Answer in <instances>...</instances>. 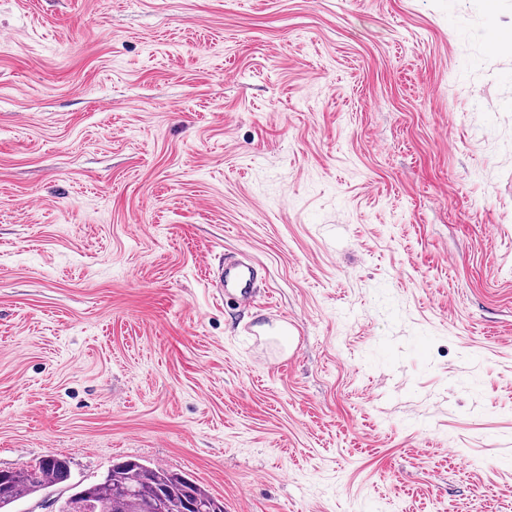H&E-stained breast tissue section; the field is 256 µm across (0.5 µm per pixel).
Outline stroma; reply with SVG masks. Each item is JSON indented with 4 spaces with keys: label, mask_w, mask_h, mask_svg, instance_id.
Listing matches in <instances>:
<instances>
[{
    "label": "stroma",
    "mask_w": 512,
    "mask_h": 512,
    "mask_svg": "<svg viewBox=\"0 0 512 512\" xmlns=\"http://www.w3.org/2000/svg\"><path fill=\"white\" fill-rule=\"evenodd\" d=\"M511 37L512 0H0V469L512 512ZM254 271L238 261L225 262L220 276V298L238 305L250 304L254 297Z\"/></svg>",
    "instance_id": "1"
}]
</instances>
